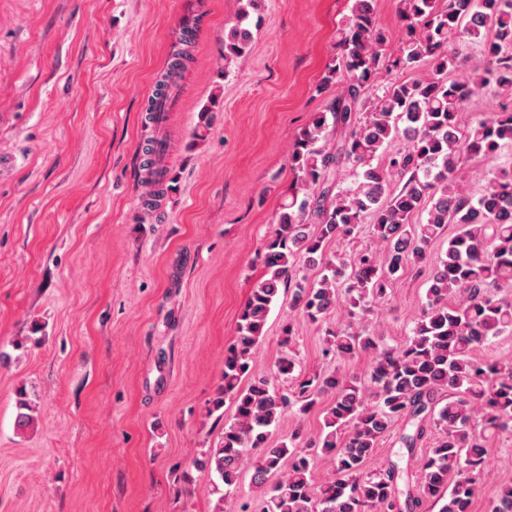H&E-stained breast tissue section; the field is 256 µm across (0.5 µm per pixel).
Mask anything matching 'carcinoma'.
I'll use <instances>...</instances> for the list:
<instances>
[{"mask_svg": "<svg viewBox=\"0 0 512 512\" xmlns=\"http://www.w3.org/2000/svg\"><path fill=\"white\" fill-rule=\"evenodd\" d=\"M246 0L224 37V61L250 49ZM405 28L397 50L376 22L375 0H353L338 30L343 47L318 85L336 97L297 138L289 158L293 192L262 246L263 275L242 307L233 344L224 352L218 396L208 408L223 423L216 444L191 465L219 494L215 512L238 495L243 475L263 490L264 512H470L486 475L488 442L512 434V360L474 351L512 332V167L488 170L475 195L461 187L473 158L493 160L512 146V0H394ZM192 59L171 55L157 86L183 77ZM428 66L424 79L387 82L394 70ZM469 66V76L452 74ZM503 96L501 109L463 127L460 113L479 91ZM336 145L328 146L335 133ZM397 140L405 146H390ZM355 169L352 184L335 182ZM370 224L383 255L348 261L329 251ZM445 256L427 278L426 302L404 346L393 349L362 325L370 306L412 264L426 260L448 230ZM294 311L320 323L345 302L351 321L326 332L325 354L370 356L358 375L341 369L294 374L283 354L273 376L254 374L257 346L280 292ZM293 380L279 388L275 376ZM329 398L317 436L295 429L271 441L285 414H306ZM233 414L224 417L226 404ZM399 427L412 456L424 444L420 477L403 479L392 461H376L382 439ZM328 458L332 477L316 486L314 461ZM489 512H512V483L499 487Z\"/></svg>", "mask_w": 512, "mask_h": 512, "instance_id": "1", "label": "carcinoma"}]
</instances>
